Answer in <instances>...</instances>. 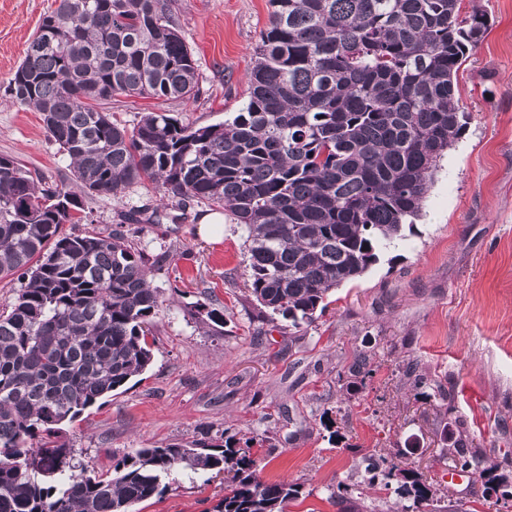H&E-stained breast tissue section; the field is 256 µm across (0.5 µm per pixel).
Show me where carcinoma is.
Segmentation results:
<instances>
[{
    "label": "carcinoma",
    "mask_w": 512,
    "mask_h": 512,
    "mask_svg": "<svg viewBox=\"0 0 512 512\" xmlns=\"http://www.w3.org/2000/svg\"><path fill=\"white\" fill-rule=\"evenodd\" d=\"M269 2L244 106L201 127L163 108L128 127L109 109L117 94L195 98L172 0H59L29 40L9 99L42 114L75 187H42L0 156V280H25L0 313V512H135L185 470L233 473L212 512H288L300 498L296 483L262 481L232 436L114 454L105 478L54 440L58 425L151 365L163 306L127 234L63 230L87 220L83 197L136 185L181 207L224 208L247 232L250 296L297 329L402 236L465 129L456 76L487 31L484 14L461 16L462 0ZM188 314L222 333L219 309L197 301ZM414 384L448 399L423 373ZM405 456L360 457L328 499L340 512H373L369 493L394 479L405 512H465ZM453 464L512 501L477 449L457 444Z\"/></svg>",
    "instance_id": "carcinoma-1"
}]
</instances>
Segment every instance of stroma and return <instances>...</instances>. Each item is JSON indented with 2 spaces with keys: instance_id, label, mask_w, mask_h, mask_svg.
I'll list each match as a JSON object with an SVG mask.
<instances>
[{
  "instance_id": "obj_1",
  "label": "stroma",
  "mask_w": 512,
  "mask_h": 512,
  "mask_svg": "<svg viewBox=\"0 0 512 512\" xmlns=\"http://www.w3.org/2000/svg\"><path fill=\"white\" fill-rule=\"evenodd\" d=\"M55 0H0V155L18 158L50 184L71 180L70 161L50 141L41 115L11 103L6 86L29 39ZM489 27L457 74L466 128L445 153L422 210L401 239L359 280L335 288L309 326L294 329L261 312L246 290V233L224 222V238L198 231L212 205L169 202L143 223L134 244L153 267L164 305L146 372L63 424L62 440L97 472L113 455L222 432L251 448L262 480L301 485L290 512H340L327 489L346 479L363 453L408 461L426 483L475 512H499L482 479L454 485L451 420L463 437L512 478V0H463ZM268 0H176L174 13L197 66L194 101L167 103L182 122L206 126L234 116L246 74L269 22ZM147 195L88 196L91 230L109 233ZM213 298L224 313L216 336L192 319L189 304ZM360 352L372 374L347 390L344 371ZM417 365L445 385L447 400L426 396L406 376ZM166 492L137 512H209L224 478L174 474Z\"/></svg>"
}]
</instances>
